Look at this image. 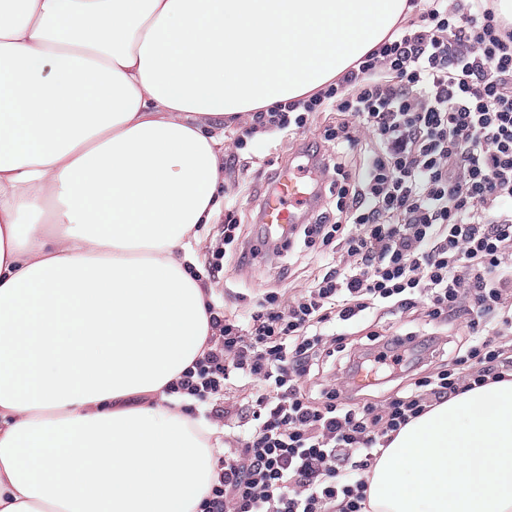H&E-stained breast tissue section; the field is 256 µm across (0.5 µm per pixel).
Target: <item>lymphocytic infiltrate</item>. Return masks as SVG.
<instances>
[{"mask_svg":"<svg viewBox=\"0 0 512 512\" xmlns=\"http://www.w3.org/2000/svg\"><path fill=\"white\" fill-rule=\"evenodd\" d=\"M415 17L317 95L252 112L236 130L233 171L255 134L303 136L332 112L305 158L335 199L334 213L293 225L287 242L247 244L237 219L218 228L208 263L252 265L301 249L320 266L311 287L270 288L245 312L210 305L209 350L175 383L208 404L206 419L235 416L204 512H368L367 476L392 435L461 391L512 376V16L495 0H409ZM330 143L334 154L322 152ZM387 310L422 316L431 333L369 332L368 348L327 324ZM464 341L434 365L445 331ZM339 358L373 369L379 402L322 379ZM246 403L225 407L231 386Z\"/></svg>","mask_w":512,"mask_h":512,"instance_id":"f902f5d3","label":"lymphocytic infiltrate"}]
</instances>
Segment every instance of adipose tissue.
<instances>
[{
    "instance_id": "ef3b65f1",
    "label": "adipose tissue",
    "mask_w": 512,
    "mask_h": 512,
    "mask_svg": "<svg viewBox=\"0 0 512 512\" xmlns=\"http://www.w3.org/2000/svg\"><path fill=\"white\" fill-rule=\"evenodd\" d=\"M407 0H0V512H202L224 430L173 383L224 121L303 98Z\"/></svg>"
}]
</instances>
